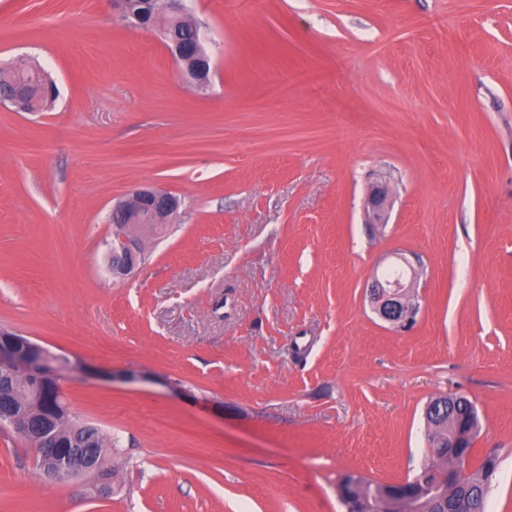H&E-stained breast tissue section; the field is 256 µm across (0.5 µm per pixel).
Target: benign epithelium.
<instances>
[{
    "instance_id": "benign-epithelium-1",
    "label": "benign epithelium",
    "mask_w": 512,
    "mask_h": 512,
    "mask_svg": "<svg viewBox=\"0 0 512 512\" xmlns=\"http://www.w3.org/2000/svg\"><path fill=\"white\" fill-rule=\"evenodd\" d=\"M129 0H113L123 20L135 29L159 32L171 54L182 64L180 75L199 85L208 82L210 57L203 48L204 36L199 34L190 42H175L169 39L164 25L165 17L156 12L146 14L133 12L128 8ZM180 206L177 196L171 192L151 186L141 185L112 206L111 233L106 241L105 259L112 278L124 280L131 276L140 264L145 253L146 242L156 236L158 225L168 223ZM367 223L385 224L388 220L387 195L382 187L373 190L366 211ZM401 276L390 279L386 274L374 278L367 292L372 310L385 322L397 329L412 325L417 314L413 302L412 288L417 273L411 263L403 258L397 266ZM88 371L85 362L77 359L69 368L61 372L47 362L43 349L32 341L19 342L17 333L0 328V380L16 375L27 378L36 391L51 386L63 391L62 381L69 376ZM459 396H441L430 402L425 411L426 419L448 423V447L462 448L471 442L475 431L477 411L471 410V425L452 422ZM43 475L57 482L65 474H97L98 461L90 448H67L56 440H49L46 447L37 449ZM448 469L438 475L432 484L413 481L414 489L400 492V485L385 484L375 490V495L366 497L354 481H342L339 495L346 512H374L376 505H382L387 512H405L415 506L425 496L437 497L446 488V483L454 480L462 471L464 458L448 455Z\"/></svg>"
}]
</instances>
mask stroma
<instances>
[{
	"label": "stroma",
	"instance_id": "obj_1",
	"mask_svg": "<svg viewBox=\"0 0 512 512\" xmlns=\"http://www.w3.org/2000/svg\"><path fill=\"white\" fill-rule=\"evenodd\" d=\"M187 6L205 88L112 0H0V68L58 88L0 105V328L87 363L67 400L123 460L91 500L0 427V512H345V474L419 473L443 394L512 512V0ZM147 183L182 205L116 281L109 214ZM397 253L422 263L407 330L366 300ZM19 86L28 90L23 112L42 110L50 106L55 99H48L46 96L39 70L23 61L7 72L0 70V96H8ZM387 195L382 187H376L370 198L366 211L367 224H387L388 220Z\"/></svg>",
	"mask_w": 512,
	"mask_h": 512
}]
</instances>
